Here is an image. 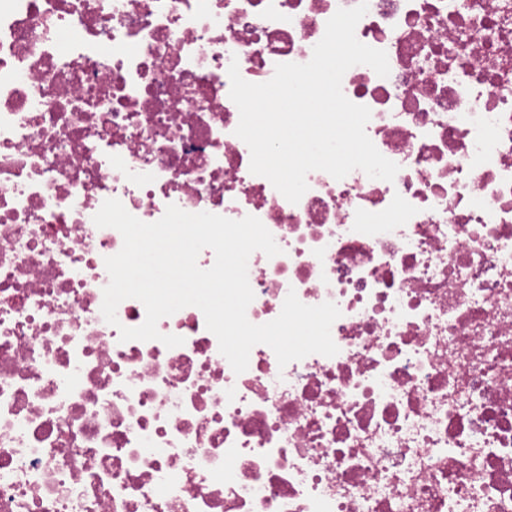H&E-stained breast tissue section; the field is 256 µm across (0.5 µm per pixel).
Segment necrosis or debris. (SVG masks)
<instances>
[{"label": "necrosis or debris", "mask_w": 512, "mask_h": 512, "mask_svg": "<svg viewBox=\"0 0 512 512\" xmlns=\"http://www.w3.org/2000/svg\"><path fill=\"white\" fill-rule=\"evenodd\" d=\"M357 3L0 0V512H512V0H368L390 73L342 91L393 181L293 204L235 134L230 63H307ZM108 199L259 218L248 320L335 303L338 353L237 374L194 306L120 341Z\"/></svg>", "instance_id": "1"}]
</instances>
